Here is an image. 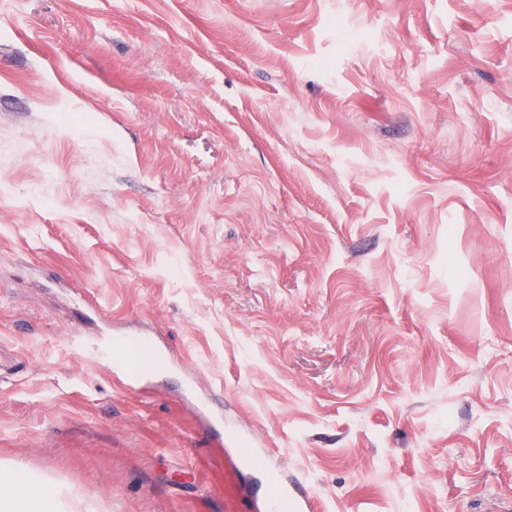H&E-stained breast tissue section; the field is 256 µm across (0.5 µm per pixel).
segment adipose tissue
<instances>
[{
    "mask_svg": "<svg viewBox=\"0 0 512 512\" xmlns=\"http://www.w3.org/2000/svg\"><path fill=\"white\" fill-rule=\"evenodd\" d=\"M61 493L36 480L21 478L13 469L0 467V512H60Z\"/></svg>",
    "mask_w": 512,
    "mask_h": 512,
    "instance_id": "obj_1",
    "label": "adipose tissue"
}]
</instances>
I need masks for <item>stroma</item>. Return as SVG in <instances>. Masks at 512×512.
I'll return each instance as SVG.
<instances>
[{"instance_id":"obj_1","label":"stroma","mask_w":512,"mask_h":512,"mask_svg":"<svg viewBox=\"0 0 512 512\" xmlns=\"http://www.w3.org/2000/svg\"><path fill=\"white\" fill-rule=\"evenodd\" d=\"M0 348L71 512H512V0H0ZM115 344H122L132 350L151 349L158 356V363L167 361L166 356H163L162 349L152 336H113V347ZM92 357L102 363L107 364L112 369L120 368L124 374L128 385L133 386L145 380L149 374L139 371H131L128 366L121 360H117L112 356L111 342L104 341L91 349ZM251 464L255 467H268L271 471L275 472L269 467L265 451L258 448H251L249 453ZM277 489L273 493H269L265 500L258 506L259 512H283L288 511V503L293 512H311L312 505L304 497L296 495L291 489V484L288 479L276 474Z\"/></svg>"}]
</instances>
